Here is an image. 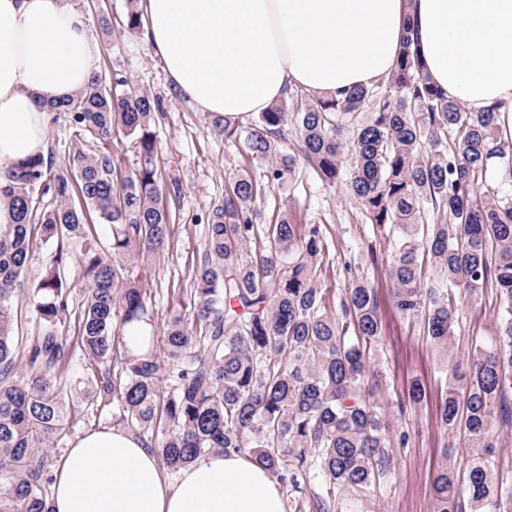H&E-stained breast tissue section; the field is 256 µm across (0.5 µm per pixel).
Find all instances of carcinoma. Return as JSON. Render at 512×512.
I'll list each match as a JSON object with an SVG mask.
<instances>
[{"mask_svg":"<svg viewBox=\"0 0 512 512\" xmlns=\"http://www.w3.org/2000/svg\"><path fill=\"white\" fill-rule=\"evenodd\" d=\"M159 100L106 88L97 76L51 106L69 118L68 163L42 156L0 181L15 223L0 237V512H52L50 445L74 427L64 372L79 364L89 415L112 402L118 421L178 473L217 452H244L280 482L308 485L317 512H337L367 494L391 464V425L371 402L367 348L380 340L373 289L347 266L340 311L319 278L329 243L318 224L282 213L257 223V198L293 180L300 165L341 179L373 232L393 237L383 261L396 307L424 321L452 361L442 395L444 430L461 432L467 480L451 465L433 482L435 512H512L500 481L498 427L512 425V140L500 113L471 112L432 87L405 35L393 71L371 87L312 98L288 89L243 123L215 116L212 130L272 159L260 184L241 174L206 213L190 309L130 356L114 326L144 322L150 289L138 263L168 244L171 214L158 184L151 125ZM130 137L135 173L114 178L112 139ZM293 138L297 153L280 143ZM51 195L53 204L42 205ZM111 228L98 247L95 224ZM52 252L40 279L25 278L32 228ZM81 243L83 298L66 270ZM491 293L496 335L456 358L461 301ZM25 297L35 335L19 348L15 301Z\"/></svg>","mask_w":512,"mask_h":512,"instance_id":"cac0c4a2","label":"carcinoma"}]
</instances>
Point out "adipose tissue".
<instances>
[{
  "label": "adipose tissue",
  "mask_w": 512,
  "mask_h": 512,
  "mask_svg": "<svg viewBox=\"0 0 512 512\" xmlns=\"http://www.w3.org/2000/svg\"><path fill=\"white\" fill-rule=\"evenodd\" d=\"M144 36L200 111L244 117L286 87L332 98L386 78L406 32L427 75L512 131V0H144ZM89 19L67 0H0V176L47 146L49 101L98 70ZM54 512H285L273 476L244 453L164 475L123 428L75 439L53 471Z\"/></svg>",
  "instance_id": "obj_1"
}]
</instances>
